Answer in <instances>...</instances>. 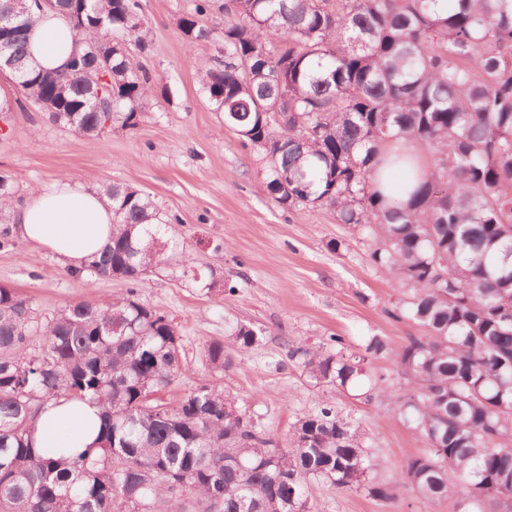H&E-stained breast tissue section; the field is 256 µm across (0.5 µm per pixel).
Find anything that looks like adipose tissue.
Masks as SVG:
<instances>
[{"mask_svg":"<svg viewBox=\"0 0 512 512\" xmlns=\"http://www.w3.org/2000/svg\"><path fill=\"white\" fill-rule=\"evenodd\" d=\"M79 45L65 19L53 11L35 14L31 63L43 69L63 67ZM13 231L23 240L54 252L69 270L82 268L91 255L112 242V203L85 181L63 176L52 188L23 204H9ZM92 403L51 401L37 422V447L59 453L98 445L99 414Z\"/></svg>","mask_w":512,"mask_h":512,"instance_id":"obj_1","label":"adipose tissue"}]
</instances>
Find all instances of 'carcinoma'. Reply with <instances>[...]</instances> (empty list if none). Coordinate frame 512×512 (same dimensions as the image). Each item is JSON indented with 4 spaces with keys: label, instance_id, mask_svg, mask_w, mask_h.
I'll list each match as a JSON object with an SVG mask.
<instances>
[{
    "label": "carcinoma",
    "instance_id": "cac0c4a2",
    "mask_svg": "<svg viewBox=\"0 0 512 512\" xmlns=\"http://www.w3.org/2000/svg\"><path fill=\"white\" fill-rule=\"evenodd\" d=\"M229 2L224 59L201 76L212 110L262 155L282 208L329 207L371 230V262L401 294L386 313L425 329L396 349L375 336L361 354L339 336L334 350L298 347L305 373L347 392L388 358L404 383L378 375L379 392L425 441L399 481L424 503L451 495L467 501L460 512H512V0ZM47 7L82 46L62 71L27 64L33 10ZM179 28L190 44L215 39L193 16ZM132 41L146 42L140 0H28L13 33L17 108L27 101L98 136L105 86L110 124L135 126L154 82L127 54ZM276 107L288 123L269 125ZM395 144L433 155L405 201L404 182L391 199L374 189L375 162ZM103 192L112 246L69 275L122 278L124 294L42 322L29 299L0 287V512H314L313 480L390 498L366 481L379 462L365 432L328 403L282 445L226 413L214 380L160 396L181 371V343L140 298L139 271L171 259L169 242L149 243L178 218L134 187ZM257 341L252 326L236 328L237 349ZM203 352L224 373V343ZM62 397L102 408L96 453L36 447L38 411Z\"/></svg>",
    "mask_w": 512,
    "mask_h": 512
}]
</instances>
